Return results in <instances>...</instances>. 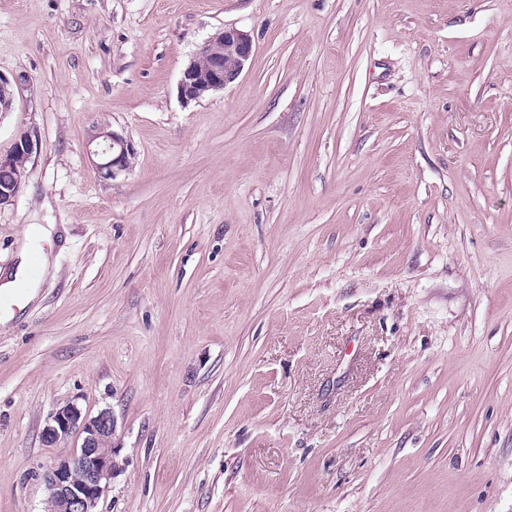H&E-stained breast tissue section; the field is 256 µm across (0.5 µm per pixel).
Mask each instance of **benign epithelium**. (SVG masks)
Instances as JSON below:
<instances>
[{"label": "benign epithelium", "instance_id": "1", "mask_svg": "<svg viewBox=\"0 0 512 512\" xmlns=\"http://www.w3.org/2000/svg\"><path fill=\"white\" fill-rule=\"evenodd\" d=\"M253 54L251 35L234 27H225L203 42L191 57L178 82V94L184 103L199 101L223 89L243 72ZM29 83L23 74L8 78L0 74V90L12 89L0 100V112L11 111L15 90ZM102 144L93 151V166L102 178H111L129 167L132 148L115 132H101ZM38 144L36 131H25L16 139L12 150L0 154V169L13 170L9 184L0 186V206L16 197L23 186L25 167L18 160L29 161ZM115 422L112 411L104 409L95 415L82 414L74 404L53 411L42 431V440L52 447L75 437L78 444L63 458L44 466L49 496L44 512H97L98 504L109 488L117 467L112 435Z\"/></svg>", "mask_w": 512, "mask_h": 512}]
</instances>
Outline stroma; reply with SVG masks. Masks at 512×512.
<instances>
[{
  "instance_id": "35a3bbf8",
  "label": "stroma",
  "mask_w": 512,
  "mask_h": 512,
  "mask_svg": "<svg viewBox=\"0 0 512 512\" xmlns=\"http://www.w3.org/2000/svg\"><path fill=\"white\" fill-rule=\"evenodd\" d=\"M226 26L254 52L182 104ZM0 512L111 410L98 512H512V0H0ZM114 131L131 164L97 176ZM38 144V134L36 131H25L16 139L12 150L6 155L0 154V169L14 170L13 181L9 184L0 186V206L7 204L16 197L23 186L25 177V166H20L18 160L24 163L28 162ZM49 235L50 231L43 226H35L26 233L21 247V262L12 279L0 283V295L11 297L20 292L26 301H32L36 297V289L41 276L47 269L48 260L45 258L43 264L40 265L38 275L32 276L29 264V249L33 242L44 240Z\"/></svg>"
}]
</instances>
